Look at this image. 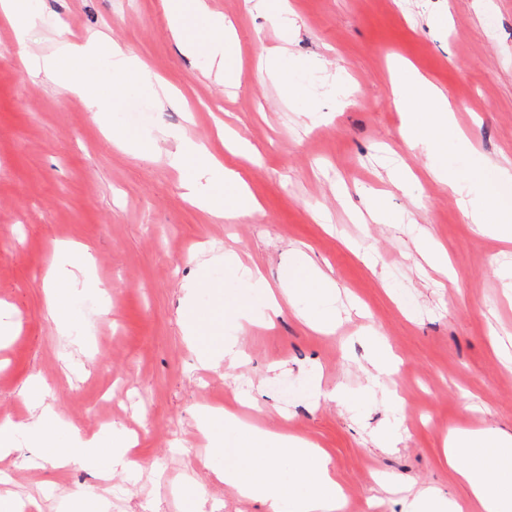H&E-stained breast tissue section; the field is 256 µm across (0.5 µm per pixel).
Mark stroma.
<instances>
[{
    "label": "stroma",
    "instance_id": "35a3bbf8",
    "mask_svg": "<svg viewBox=\"0 0 512 512\" xmlns=\"http://www.w3.org/2000/svg\"><path fill=\"white\" fill-rule=\"evenodd\" d=\"M164 0H33L39 24L31 52L51 55L61 39L102 36L118 43L180 98L159 108L152 85L129 88L100 125L84 101L19 58L0 17V311L15 323L0 340V417L21 424L17 449L0 456L24 512H64L65 500L101 492L94 512H266L216 477L210 434L199 415L236 408L241 394L259 410L246 421L299 436L325 450L350 512H404L431 486L460 504L471 493L446 465L451 429L512 433V241L466 224L432 170L479 198L493 164L512 162V0H289L291 21L247 9L244 0H208L235 29L234 82L215 80L205 24L192 21L183 53ZM280 55L283 77L257 68ZM412 63L457 107L471 142L449 136L446 150L412 148L391 93ZM245 132L257 154H231L217 130ZM179 130L238 170L264 212L225 222L189 204L183 181L203 166L169 165ZM155 140L152 154L120 140ZM411 173L409 193L391 185ZM377 190L387 217L361 222L362 195ZM429 235L448 253L446 284L417 251ZM233 246L261 266L271 286L293 275L301 255L363 312L324 336L291 310L273 326L239 324L256 299L211 261ZM82 250L91 288L72 294L73 321L57 328L47 311L48 272L64 249ZM205 268L206 284L185 302L183 285ZM196 322L199 333L187 335ZM237 337L244 365L203 367L200 354ZM384 337L401 364L403 406L383 402L368 382L371 346ZM46 384L54 417L34 422L22 392ZM339 388L342 402L315 400L314 383ZM60 447L74 437L134 434V474L111 472L108 456L90 468L57 469L41 459L30 428ZM205 487L204 510L194 503Z\"/></svg>",
    "mask_w": 512,
    "mask_h": 512
}]
</instances>
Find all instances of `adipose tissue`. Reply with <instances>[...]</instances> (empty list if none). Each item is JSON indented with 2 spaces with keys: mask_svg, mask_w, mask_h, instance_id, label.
Masks as SVG:
<instances>
[{
  "mask_svg": "<svg viewBox=\"0 0 512 512\" xmlns=\"http://www.w3.org/2000/svg\"><path fill=\"white\" fill-rule=\"evenodd\" d=\"M109 50L119 75L109 91H102L97 78L88 71L89 59L101 50ZM26 64L31 73L44 75L67 92L79 96L99 122H106L105 96L119 97L127 85L147 82L148 73L143 65L131 57L120 45L105 44L92 38L75 44L61 41L58 50L49 57L30 56ZM395 102L406 114L402 134L412 147L438 150L454 126V103L415 69H404L392 86ZM432 104L429 116L418 117L412 107L419 99ZM233 183L237 194L233 203H226L221 185ZM185 197L193 205L212 216L227 221L252 219L262 209L249 192L238 173L224 169L219 160L198 170L185 185ZM458 205L464 218L475 224L479 231L493 232L512 238V205L496 191L485 194L483 202L459 197ZM226 268L231 269L244 287L262 291L257 311L245 312L247 322L272 323L282 308L297 309L302 298L312 296L323 301L333 296L336 283L327 273L304 263L302 271L279 288H272L259 265H243L232 249L220 256ZM86 256L79 250H66L60 264L47 278L48 313L57 327H67L72 320L71 296L74 270L85 267ZM202 426L214 432L211 453L223 456L232 451L236 461L225 466L220 478L233 487L241 498L265 504L268 512H342L344 495L333 477L328 455L311 442L245 423L238 411L209 410L201 415ZM222 426L235 427L232 444H225L216 431ZM32 441L43 457L64 463L96 465L101 455L97 438L79 437L70 447H57L54 440L37 432ZM264 456L262 465L252 460ZM444 460L465 482L480 512H512V436L492 428L463 431L449 430L444 442ZM290 464L292 477H284L283 464Z\"/></svg>",
  "mask_w": 512,
  "mask_h": 512,
  "instance_id": "adipose-tissue-1",
  "label": "adipose tissue"
}]
</instances>
